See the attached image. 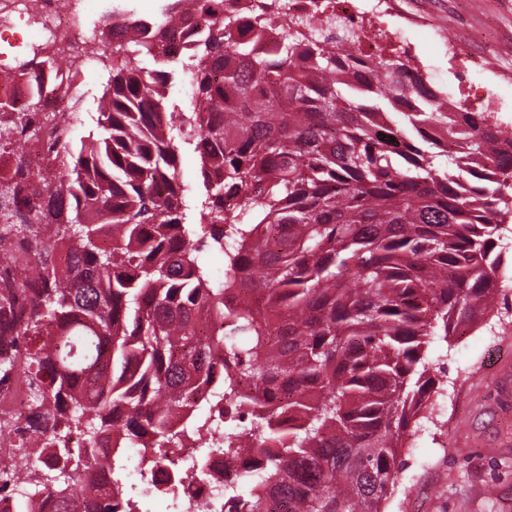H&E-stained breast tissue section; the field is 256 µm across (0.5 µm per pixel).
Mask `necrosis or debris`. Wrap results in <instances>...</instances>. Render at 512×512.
Returning a JSON list of instances; mask_svg holds the SVG:
<instances>
[{"instance_id":"1","label":"necrosis or debris","mask_w":512,"mask_h":512,"mask_svg":"<svg viewBox=\"0 0 512 512\" xmlns=\"http://www.w3.org/2000/svg\"><path fill=\"white\" fill-rule=\"evenodd\" d=\"M89 1L0 0V36L15 31L24 13H33L42 18L41 37L53 52L79 61L84 68H96L99 54L90 47L83 25ZM205 4L214 16L237 15L246 38L252 35L256 15L284 11L303 20L325 45L353 42L355 52L338 56L336 72L355 82L378 57L391 51L412 60L418 57L408 31L423 15L406 0H205ZM433 35L456 66L512 80V68L496 66L484 50L450 26L434 25ZM137 456L136 449L127 450L105 478L112 488L114 512H124L123 500L130 492L143 501L179 502L178 512H224L225 488L238 485L248 466L247 460L225 456L223 446L208 434L183 440L168 464L152 459L141 463Z\"/></svg>"}]
</instances>
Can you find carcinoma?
Instances as JSON below:
<instances>
[{
    "instance_id": "cac0c4a2",
    "label": "carcinoma",
    "mask_w": 512,
    "mask_h": 512,
    "mask_svg": "<svg viewBox=\"0 0 512 512\" xmlns=\"http://www.w3.org/2000/svg\"><path fill=\"white\" fill-rule=\"evenodd\" d=\"M183 21L177 48L141 21L112 48L90 140L43 112L39 80L23 106L0 101L1 148L23 128L59 144L40 177L0 180L24 244L0 295L20 340L0 375L22 372L32 408L27 437L0 455V489H16L15 512L44 495L88 512L91 493L93 512H113L98 486L112 431L144 458L178 447L176 423L212 376L208 408L252 409L224 434V454L254 459L250 492L225 493L234 512H384L436 385L425 345L480 324L508 268L512 143L484 112L429 102L398 56L357 95L336 79V48L298 21L260 16L251 40L235 17ZM19 69L72 75L47 48ZM179 73L191 112L164 93ZM405 97L414 137L377 122ZM178 124L201 160L194 201ZM182 239L224 253V276Z\"/></svg>"
}]
</instances>
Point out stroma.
I'll return each mask as SVG.
<instances>
[{
    "mask_svg": "<svg viewBox=\"0 0 512 512\" xmlns=\"http://www.w3.org/2000/svg\"><path fill=\"white\" fill-rule=\"evenodd\" d=\"M437 9L439 18L466 20L472 39L512 67V0H438ZM412 40L440 84L454 88L455 70L431 32L416 30ZM78 80L76 141L98 130L105 71ZM425 354L437 382L433 410L402 450L385 512H512V287L501 289L478 327L435 338Z\"/></svg>",
    "mask_w": 512,
    "mask_h": 512,
    "instance_id": "stroma-1",
    "label": "stroma"
}]
</instances>
